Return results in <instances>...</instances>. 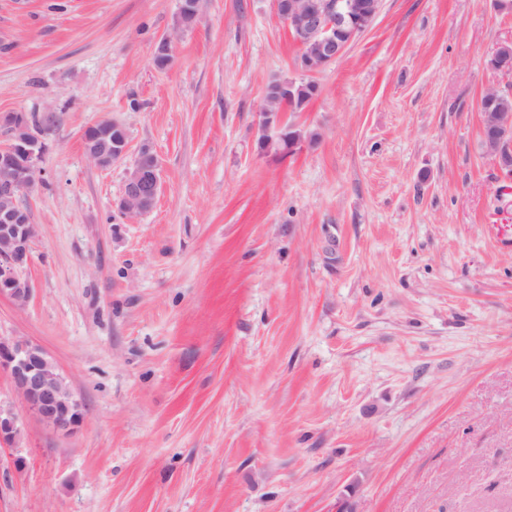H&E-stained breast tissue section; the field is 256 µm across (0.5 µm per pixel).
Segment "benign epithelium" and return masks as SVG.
Here are the masks:
<instances>
[{
    "label": "benign epithelium",
    "instance_id": "7a95c632",
    "mask_svg": "<svg viewBox=\"0 0 512 512\" xmlns=\"http://www.w3.org/2000/svg\"><path fill=\"white\" fill-rule=\"evenodd\" d=\"M381 0H275L276 11L294 35L299 47L297 66L316 74L340 60L349 47L373 25ZM200 18V0H181L179 27L191 28ZM296 81L280 80L264 97L258 112L257 130L264 148L280 151L285 102L294 96ZM58 111L39 113L34 128L25 112L0 114V296L18 307L29 302L33 288L25 277L32 262V242L37 225L31 221L22 198L42 182L39 163ZM485 123L512 132V114L483 113ZM123 124L103 120L82 132L86 157L100 169H110L129 152L128 136L112 137ZM483 151L497 168L511 176L512 161L496 137L483 140ZM161 190L160 162L149 149H142L128 168L121 196L116 202L126 218L143 214L155 204ZM0 371L9 376L13 391L24 409L53 430L74 431L84 420L82 404L51 355L38 343L19 336L0 337ZM21 435L18 416L0 403V444L13 445Z\"/></svg>",
    "mask_w": 512,
    "mask_h": 512
}]
</instances>
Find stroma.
I'll return each mask as SVG.
<instances>
[{
    "label": "stroma",
    "instance_id": "35a3bbf8",
    "mask_svg": "<svg viewBox=\"0 0 512 512\" xmlns=\"http://www.w3.org/2000/svg\"><path fill=\"white\" fill-rule=\"evenodd\" d=\"M0 0V113L63 110L25 202V307L0 336L56 360L83 424L22 430L0 512H512V178L481 147L496 0H383L261 151L275 78L301 79L274 0ZM174 37V61L153 62ZM155 206L116 208L130 160ZM25 460L22 469L13 457ZM123 124L116 120H103L88 125L82 132V144L86 157L100 169H110L123 160L129 152L127 132L122 138H112V131ZM160 190L159 159L150 149L144 148L126 172L116 207L126 218L143 214L154 206Z\"/></svg>",
    "mask_w": 512,
    "mask_h": 512
}]
</instances>
